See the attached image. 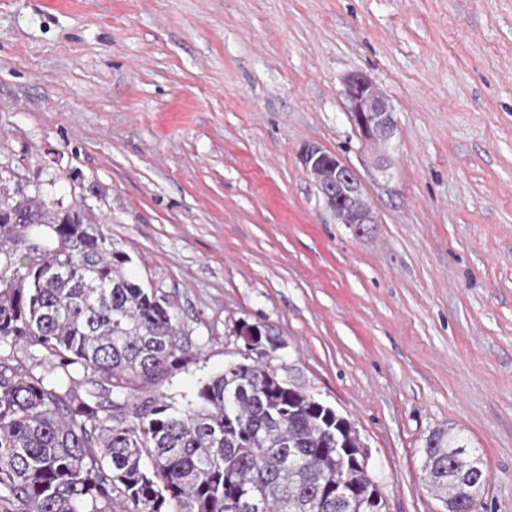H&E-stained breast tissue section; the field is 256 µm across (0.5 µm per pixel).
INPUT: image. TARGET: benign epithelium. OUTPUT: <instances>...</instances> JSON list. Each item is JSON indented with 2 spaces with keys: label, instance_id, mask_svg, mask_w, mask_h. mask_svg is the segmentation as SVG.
<instances>
[{
  "label": "benign epithelium",
  "instance_id": "obj_1",
  "mask_svg": "<svg viewBox=\"0 0 512 512\" xmlns=\"http://www.w3.org/2000/svg\"><path fill=\"white\" fill-rule=\"evenodd\" d=\"M344 92L351 104L353 124L362 139L374 145L387 143L394 135L396 123L393 109L376 83L365 75L352 74L344 81ZM301 161L339 223L347 224L357 232L377 223L372 205L347 162L316 144H308L302 149ZM237 333L243 337L249 352L262 355L267 353V348L274 347L270 338L252 325H241Z\"/></svg>",
  "mask_w": 512,
  "mask_h": 512
}]
</instances>
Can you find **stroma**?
Listing matches in <instances>:
<instances>
[{"label": "stroma", "instance_id": "1", "mask_svg": "<svg viewBox=\"0 0 512 512\" xmlns=\"http://www.w3.org/2000/svg\"><path fill=\"white\" fill-rule=\"evenodd\" d=\"M370 76L397 131L362 142ZM356 172L337 223L299 152ZM0 188L82 204L170 301L179 361L133 400L189 408L241 361L357 430L388 512H445L427 438L462 435L512 512V0H0ZM344 92L351 104L350 114L362 139L374 145L387 143L394 135L393 109L376 83L362 74L349 75ZM237 333L239 336H243L245 348L249 352H255L260 355L266 354L267 346L265 343L269 345L270 349H274L275 347L268 335L260 333L252 325L242 324L238 328Z\"/></svg>", "mask_w": 512, "mask_h": 512}]
</instances>
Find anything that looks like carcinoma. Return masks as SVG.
Listing matches in <instances>:
<instances>
[{"mask_svg":"<svg viewBox=\"0 0 512 512\" xmlns=\"http://www.w3.org/2000/svg\"><path fill=\"white\" fill-rule=\"evenodd\" d=\"M33 225L51 234L31 241ZM0 243L20 254L0 268V341L42 347L54 372L0 358L3 512H331L323 490L345 475L350 509L368 512L375 481L336 452L355 429L337 431L301 389L283 396L269 365L224 368L182 413L130 402L178 362V328L82 206L0 202ZM424 472L441 501L476 512L488 474L462 438L433 432Z\"/></svg>","mask_w":512,"mask_h":512,"instance_id":"carcinoma-1","label":"carcinoma"}]
</instances>
